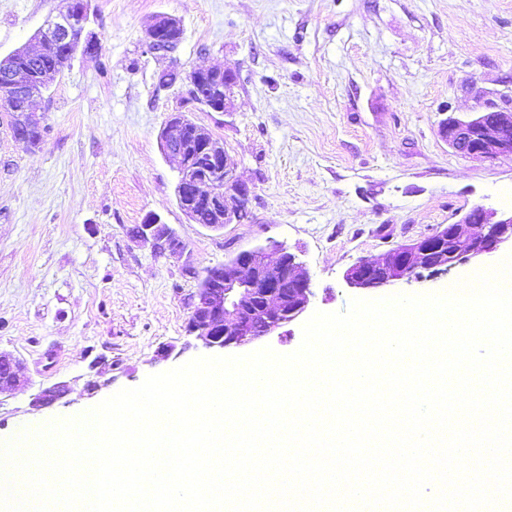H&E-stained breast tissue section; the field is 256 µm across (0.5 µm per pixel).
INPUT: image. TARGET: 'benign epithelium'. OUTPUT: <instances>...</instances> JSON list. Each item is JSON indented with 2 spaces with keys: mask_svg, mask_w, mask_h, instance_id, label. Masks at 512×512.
Returning <instances> with one entry per match:
<instances>
[{
  "mask_svg": "<svg viewBox=\"0 0 512 512\" xmlns=\"http://www.w3.org/2000/svg\"><path fill=\"white\" fill-rule=\"evenodd\" d=\"M85 0H68L67 7L47 30L40 31L35 49L22 46L8 55L3 66L10 84L0 88L21 90L26 97L29 121H38L29 105L47 86L46 76L32 75L22 60L33 61L49 48L70 41L73 25H85ZM181 19L167 14L155 17L145 31V44L154 54H174L183 38ZM187 95L210 112H230L233 108L236 75L217 68H194L185 77ZM448 145L471 159H512V99L490 103L465 117L450 116L439 126ZM161 150L175 161L178 179L175 195L179 208L195 221L197 207H208L214 215L213 228L242 222L253 198L252 188L237 178L224 143L207 128L191 121L184 113L170 115L162 133ZM134 238L150 244L160 254L185 251V244L170 225L155 213L145 217ZM512 245V211L498 212L476 206L455 222L396 249H389L374 260H359L345 272L347 285L372 290L396 283L418 280L425 271H440L441 252L453 250L454 263L482 259L504 245ZM203 287L191 296L187 335L210 349L223 350L268 336L302 316L313 297L312 280L298 255L277 243L243 250L230 263L206 268L200 277ZM24 368L12 354L0 351V396L20 383ZM65 382L40 390L31 406L40 408L64 398Z\"/></svg>",
  "mask_w": 512,
  "mask_h": 512,
  "instance_id": "obj_1",
  "label": "benign epithelium"
}]
</instances>
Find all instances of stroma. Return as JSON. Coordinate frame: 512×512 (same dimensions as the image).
I'll list each match as a JSON object with an SVG mask.
<instances>
[{"mask_svg":"<svg viewBox=\"0 0 512 512\" xmlns=\"http://www.w3.org/2000/svg\"><path fill=\"white\" fill-rule=\"evenodd\" d=\"M77 53L34 110L39 149L14 139L0 109V350L25 374L0 398V440L74 417L151 374L211 349L186 336L191 270L276 241L299 249L310 312L351 299L441 290L498 254L411 282L362 291L346 270L458 220L512 209V159L474 160L440 123L512 95V0H90ZM63 0H0V59L31 44ZM159 14L179 17L175 59L148 52ZM219 67L237 75L229 112H189L221 139L255 194L253 218L216 231L180 210L161 150L185 89L159 74ZM186 110V109H185ZM159 214L180 254L129 233ZM173 346L170 357L160 347ZM71 392L35 410L34 393Z\"/></svg>","mask_w":512,"mask_h":512,"instance_id":"35a3bbf8","label":"stroma"}]
</instances>
